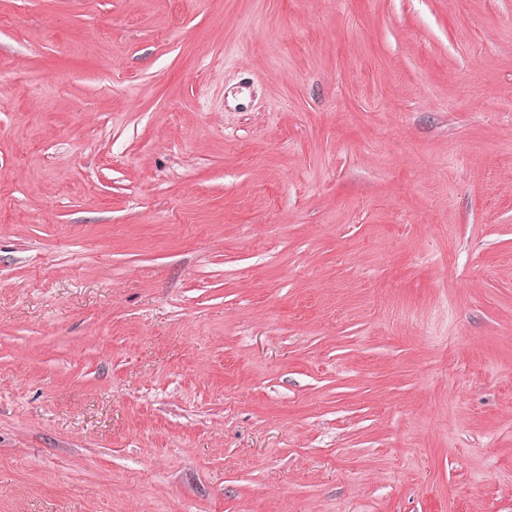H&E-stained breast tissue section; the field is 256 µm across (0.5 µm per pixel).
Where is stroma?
Here are the masks:
<instances>
[{
  "mask_svg": "<svg viewBox=\"0 0 512 512\" xmlns=\"http://www.w3.org/2000/svg\"><path fill=\"white\" fill-rule=\"evenodd\" d=\"M0 512H512V0H0Z\"/></svg>",
  "mask_w": 512,
  "mask_h": 512,
  "instance_id": "1",
  "label": "stroma"
}]
</instances>
